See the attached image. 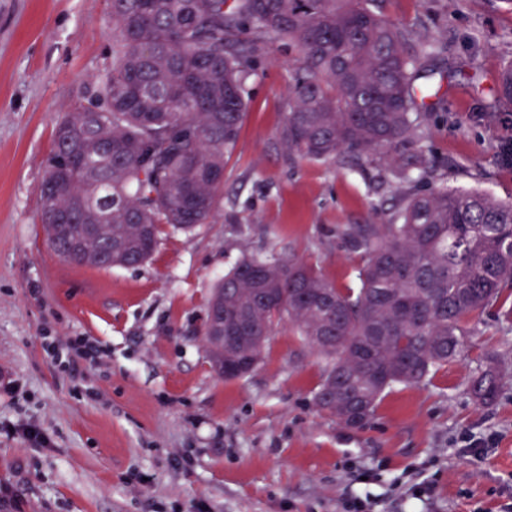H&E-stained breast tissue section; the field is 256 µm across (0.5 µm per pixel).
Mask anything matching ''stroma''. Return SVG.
<instances>
[{
  "instance_id": "stroma-1",
  "label": "stroma",
  "mask_w": 512,
  "mask_h": 512,
  "mask_svg": "<svg viewBox=\"0 0 512 512\" xmlns=\"http://www.w3.org/2000/svg\"><path fill=\"white\" fill-rule=\"evenodd\" d=\"M375 6L440 40L422 82L437 94L441 184L512 201L498 157L512 109L491 91L512 63V0ZM110 11L111 0H0V486L14 495L0 512H345L358 494L380 512H505L512 377L489 405L467 387L483 357L512 364L511 289L470 322L460 356L387 391L359 427L315 405L325 365L288 326L245 377L211 366L207 302L242 250L314 264L344 290L361 259L339 228L383 221L372 203L389 188L373 171L279 151L296 51L268 49L246 84L215 223L164 234L135 267L79 266L50 247L40 193L53 131L112 66ZM76 340L92 355L72 370L55 351ZM28 425L48 446L23 439ZM420 471L433 493L412 503L404 492Z\"/></svg>"
}]
</instances>
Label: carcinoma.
Returning a JSON list of instances; mask_svg holds the SVG:
<instances>
[{
  "mask_svg": "<svg viewBox=\"0 0 512 512\" xmlns=\"http://www.w3.org/2000/svg\"><path fill=\"white\" fill-rule=\"evenodd\" d=\"M112 67L92 100L55 127L41 193L42 217L103 224L64 260L112 268L140 264L163 225L190 234L215 222L226 159L236 148L245 84L270 42L297 51L282 151L300 159H349L395 185L382 224H346L345 249L361 258L359 287L342 291L313 264L244 252L218 282L224 308L269 342L287 323L326 365L315 400L350 425L387 390L417 385L461 350L468 321L512 283V202L437 184L416 84L438 43L426 27L385 20L374 0H112ZM512 107V64L496 79ZM500 363L469 381L493 403Z\"/></svg>",
  "mask_w": 512,
  "mask_h": 512,
  "instance_id": "cac0c4a2",
  "label": "carcinoma"
}]
</instances>
